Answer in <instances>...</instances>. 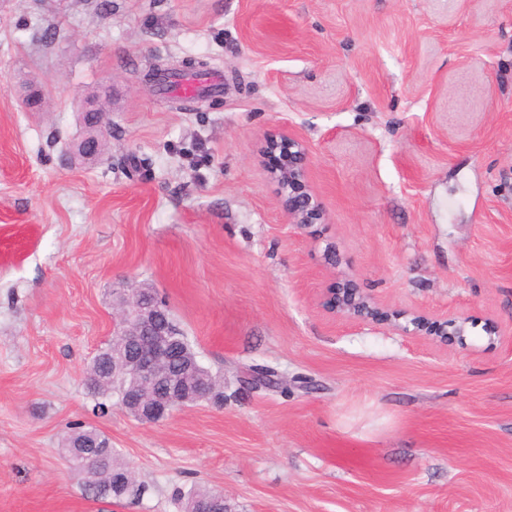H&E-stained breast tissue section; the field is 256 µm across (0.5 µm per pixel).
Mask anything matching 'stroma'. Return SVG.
<instances>
[{"label": "stroma", "mask_w": 512, "mask_h": 512, "mask_svg": "<svg viewBox=\"0 0 512 512\" xmlns=\"http://www.w3.org/2000/svg\"><path fill=\"white\" fill-rule=\"evenodd\" d=\"M190 58L219 92L147 78ZM287 134L323 208L305 229L267 170ZM347 278L381 321L326 307ZM132 286L223 398L95 413L85 371ZM416 312L469 322L444 346L399 331ZM78 425L139 498L84 496ZM199 489L226 512H512V0H0V512H184ZM112 100V87H102L89 102H85L82 109V119L86 128L85 135L73 145L72 152L78 157L96 161L102 155V143L109 128V111L105 105Z\"/></svg>", "instance_id": "1"}]
</instances>
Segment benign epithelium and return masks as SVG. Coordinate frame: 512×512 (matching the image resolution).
Instances as JSON below:
<instances>
[{
  "label": "benign epithelium",
  "instance_id": "benign-epithelium-1",
  "mask_svg": "<svg viewBox=\"0 0 512 512\" xmlns=\"http://www.w3.org/2000/svg\"><path fill=\"white\" fill-rule=\"evenodd\" d=\"M112 99V86L101 88L85 102L82 119L85 135L73 145L78 157L96 161L102 155L110 118L106 110ZM282 152L280 164L273 169L284 189L283 208L289 223L306 227L316 223L320 207L308 191V150L298 139L288 135L269 146V152ZM329 307L348 317L366 322L377 315L371 299L351 280L328 292ZM466 319L430 317L415 313L402 331L415 336H432L448 346L463 335ZM177 332L163 309L154 304L143 288L126 296L113 329L116 343L112 350V375L124 378L118 403L140 421L155 423L167 418L178 407H185L214 396L215 386L203 388L190 382L196 376L193 362L175 345Z\"/></svg>",
  "mask_w": 512,
  "mask_h": 512
}]
</instances>
